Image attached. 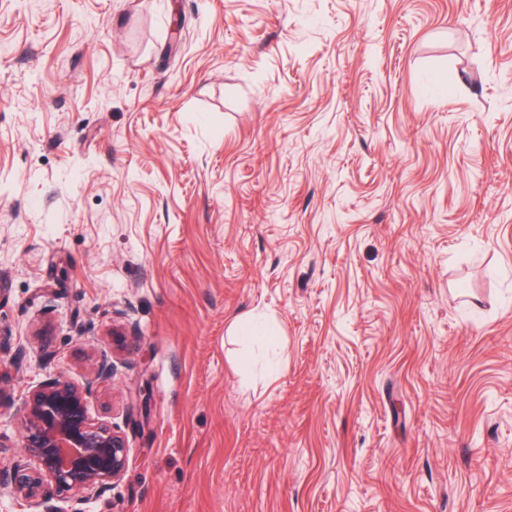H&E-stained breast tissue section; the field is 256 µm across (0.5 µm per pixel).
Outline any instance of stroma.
Returning a JSON list of instances; mask_svg holds the SVG:
<instances>
[{
  "instance_id": "1",
  "label": "stroma",
  "mask_w": 512,
  "mask_h": 512,
  "mask_svg": "<svg viewBox=\"0 0 512 512\" xmlns=\"http://www.w3.org/2000/svg\"><path fill=\"white\" fill-rule=\"evenodd\" d=\"M0 329L64 512H512V0H0ZM101 353L91 376L76 383L63 374L29 386L18 399L23 452L9 467L0 465V497L23 512H64L57 502L71 491L100 496L128 467L125 435L96 421L89 398L108 388L117 373V352Z\"/></svg>"
}]
</instances>
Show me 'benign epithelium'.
<instances>
[{"label": "benign epithelium", "mask_w": 512, "mask_h": 512, "mask_svg": "<svg viewBox=\"0 0 512 512\" xmlns=\"http://www.w3.org/2000/svg\"><path fill=\"white\" fill-rule=\"evenodd\" d=\"M117 352L100 354L82 383L59 374L22 393L23 452L0 467V497L15 500L22 512H62L57 502L69 492L100 496L122 478L129 459L125 435L89 413L92 394L112 385Z\"/></svg>", "instance_id": "obj_1"}]
</instances>
